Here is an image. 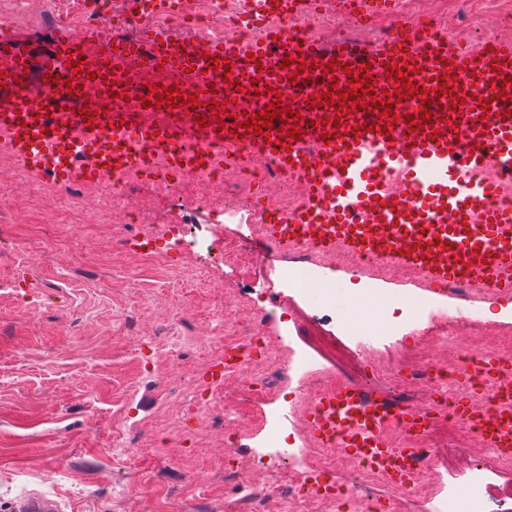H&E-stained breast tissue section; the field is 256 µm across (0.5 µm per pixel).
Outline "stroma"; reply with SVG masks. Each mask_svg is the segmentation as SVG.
<instances>
[{
  "label": "stroma",
  "mask_w": 512,
  "mask_h": 512,
  "mask_svg": "<svg viewBox=\"0 0 512 512\" xmlns=\"http://www.w3.org/2000/svg\"><path fill=\"white\" fill-rule=\"evenodd\" d=\"M84 10L82 0H0V22L35 54L55 23L80 22ZM504 13L512 14V0H441L425 21L458 23L477 39L484 18ZM126 190L151 200L160 218L144 252L137 225L95 208L89 189L67 193L0 148V239L9 242L0 248V512L30 491L59 498L65 512H225L238 488L225 483L224 466L231 454L257 455L272 410L294 421L290 451L314 445L303 420L308 382L282 383L240 413L224 400L236 377L215 386L205 373L237 343L224 326L226 307L260 303L253 277L224 261L222 245L243 234L265 253L261 225L229 216L216 223L211 206L163 194L149 177L130 179ZM271 293L279 322L268 325L255 362L298 372L292 351L305 344L317 379L332 384L365 372L390 395L397 366L430 361L448 370V394L460 395V348L512 350V294L480 291L462 309L421 276L394 282L342 253L304 295L278 286ZM440 306L459 318L453 334L429 318ZM359 314L393 331L362 354L345 333ZM205 388L212 406L189 410L188 394ZM236 415L248 433L232 450L224 419ZM421 443L435 447L432 469L459 497L469 470L494 458L446 416Z\"/></svg>",
  "instance_id": "35a3bbf8"
}]
</instances>
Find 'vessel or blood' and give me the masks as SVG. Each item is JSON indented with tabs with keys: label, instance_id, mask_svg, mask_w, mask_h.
<instances>
[{
	"label": "vessel or blood",
	"instance_id": "obj_1",
	"mask_svg": "<svg viewBox=\"0 0 512 512\" xmlns=\"http://www.w3.org/2000/svg\"><path fill=\"white\" fill-rule=\"evenodd\" d=\"M189 5L190 0H130V18L139 25L140 36L131 42L111 41L101 50L89 49L65 23L52 30L48 48L36 58L16 48L13 33L0 32V72H6L8 86L0 96V131L7 134L17 163L49 174L61 186L93 183L103 171L129 166L147 176L174 178L204 165L241 162L243 143L283 140L277 131L268 138L255 134L246 141L236 139L215 122L189 132L188 116L177 107L169 108L160 122L103 112L89 126L80 113L68 109L70 102L82 104L90 96L109 101L107 65L117 60L129 71L183 73V93L203 103L223 100L222 78L206 68L205 56L212 53L230 60L242 88L272 85L309 121L290 150L272 156L281 170L304 183L305 195L292 209L270 211L263 226L269 248L289 246L323 257L340 249L422 273L434 287L466 281L500 293L512 291V209L493 203L495 194L512 190V115L504 113L512 103L502 99L500 86L503 76H512V41L452 54L398 13L391 37L381 45L340 35L325 46L312 38L289 39L282 25L291 14L313 10L315 0H240L242 15L260 25L261 36L248 43L206 40L187 55L176 42L160 41L148 19L160 11H186ZM256 53L261 61L254 64L249 57ZM288 55L302 56L310 65L294 81L280 67ZM78 59L83 62L80 77L73 66ZM334 59L355 70L371 64L376 75L383 73L385 63L409 64L418 70L412 83H424L433 94L449 67H456L457 79L449 96L433 105L431 130H409L408 115L421 111L416 103L398 108L391 131L381 134L371 129L378 113L374 103L383 100L391 83H379L374 96H362L366 109L361 119L337 116L331 106L309 108L320 83L332 80L322 74V65ZM91 71L96 74L92 80L87 77ZM72 77L82 93H68L65 81ZM51 87L57 90L55 103L42 106L43 92ZM456 96L464 97V106L453 107ZM486 99L491 102L487 108L482 105ZM42 108L47 117L36 118ZM338 119L343 122L339 128L334 125ZM364 123L369 131H361ZM491 160L497 172L483 176L481 170ZM391 174L398 189L388 184ZM408 187L417 191L419 203L406 202L403 191ZM474 370L484 379L482 395H493L498 408L488 411L463 396L455 410L477 429L485 447L511 450L512 359L483 356ZM439 418V413L403 405L357 381L319 393L305 410L307 429L320 447L339 450L381 472L392 487L414 483L421 451L392 446L389 430L397 427L421 437ZM301 482L315 499L334 497L339 488L337 477L318 468L306 471ZM15 509L63 512L58 499L37 493Z\"/></svg>",
	"mask_w": 512,
	"mask_h": 512
}]
</instances>
